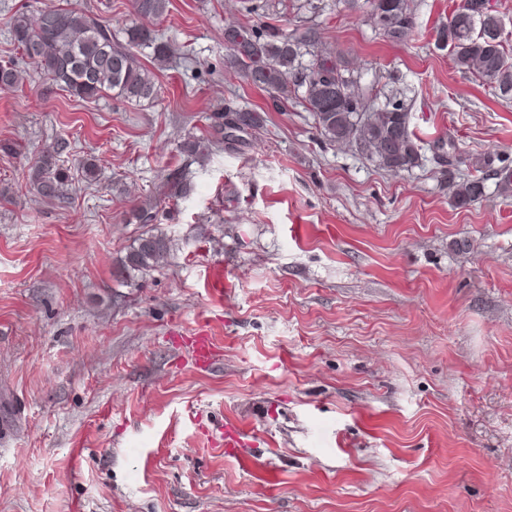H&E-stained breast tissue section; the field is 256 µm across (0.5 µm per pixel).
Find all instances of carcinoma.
I'll return each mask as SVG.
<instances>
[{
    "label": "carcinoma",
    "instance_id": "obj_1",
    "mask_svg": "<svg viewBox=\"0 0 512 512\" xmlns=\"http://www.w3.org/2000/svg\"><path fill=\"white\" fill-rule=\"evenodd\" d=\"M473 7L457 8L448 22L436 29L435 43L451 48L456 65L485 82L496 85L501 96H512V50L506 49L503 29L481 30L483 16L495 18L498 11L490 0H472ZM170 0H133L138 21L118 29L99 15L77 12L46 4L34 13L18 11L6 25L24 57L52 84L73 98L93 102L111 94L127 102L151 101L158 96L154 72L141 63L135 49H148L153 64L167 63L170 47L156 30L145 24L168 12ZM366 15L378 33L391 40L405 38L415 22L409 0H365ZM388 13L391 26H378L379 12ZM318 36L308 27L302 36L280 35L272 29L232 26L224 29L228 55L226 67L241 74L254 87L278 100L288 98L289 87L304 89L302 104L313 115L320 135L331 143L356 144L378 166L393 171H409L420 166L421 146L410 130L404 106L388 102L362 120L350 108L353 100H364L354 90L357 79L344 75L335 58L312 49ZM35 54H30V49ZM309 59H304V56ZM29 74L16 66L0 65V86L23 84ZM231 118L242 127L256 129L264 117L253 109H226L214 114L219 128ZM210 141L190 136L181 149L194 160H205ZM60 147L42 154L30 172V183L48 199L62 196L68 182L66 169L59 165ZM168 197L186 194L183 172L166 177ZM485 197V178L472 175L455 185L453 203L466 207ZM172 241L164 234H148L138 240L126 258L131 270L147 271L163 265Z\"/></svg>",
    "mask_w": 512,
    "mask_h": 512
}]
</instances>
